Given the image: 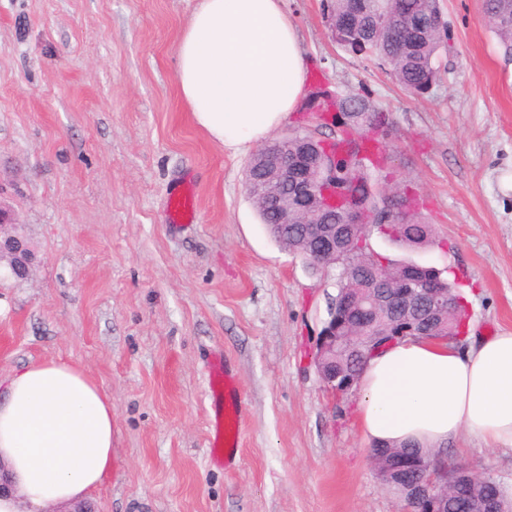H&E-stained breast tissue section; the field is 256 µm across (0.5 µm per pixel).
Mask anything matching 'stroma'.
<instances>
[{"label": "stroma", "mask_w": 512, "mask_h": 512, "mask_svg": "<svg viewBox=\"0 0 512 512\" xmlns=\"http://www.w3.org/2000/svg\"><path fill=\"white\" fill-rule=\"evenodd\" d=\"M199 0H0V205L38 261L0 271V377L82 366L112 401L113 469L97 512H403L376 478L358 394L336 401L311 354L339 267L312 273L266 233L232 153L191 120L176 47ZM324 0H285L306 82L366 88L391 112V166L423 201L433 242L371 233L396 260L454 265L470 333L512 331V58L481 0H439L447 73L408 96L331 35ZM191 184L193 223L167 194ZM244 403L241 452L211 462L210 361ZM447 450L512 492V451L462 433Z\"/></svg>", "instance_id": "1"}]
</instances>
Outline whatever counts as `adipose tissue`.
Returning <instances> with one entry per match:
<instances>
[{"mask_svg": "<svg viewBox=\"0 0 512 512\" xmlns=\"http://www.w3.org/2000/svg\"><path fill=\"white\" fill-rule=\"evenodd\" d=\"M299 33L283 0H200L177 45V80L194 122L238 152L284 124L303 92ZM359 424L377 444L441 446L469 431L512 450V333L469 344L412 340L368 359ZM112 402L80 367L32 362L0 390V512H44L87 498L112 476Z\"/></svg>", "mask_w": 512, "mask_h": 512, "instance_id": "obj_1", "label": "adipose tissue"}]
</instances>
